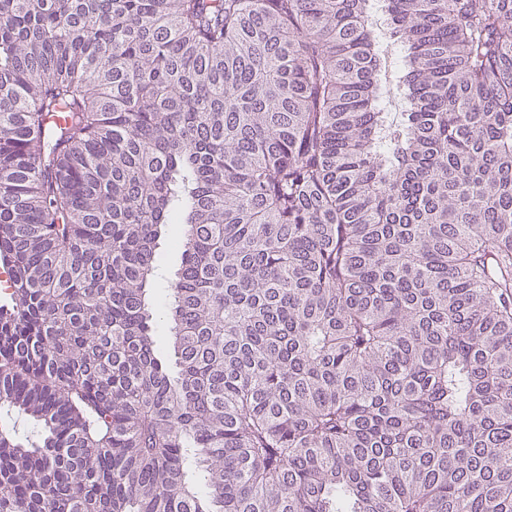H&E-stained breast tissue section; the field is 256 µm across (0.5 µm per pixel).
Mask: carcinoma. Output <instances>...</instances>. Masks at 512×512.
I'll return each instance as SVG.
<instances>
[{"instance_id": "1", "label": "carcinoma", "mask_w": 512, "mask_h": 512, "mask_svg": "<svg viewBox=\"0 0 512 512\" xmlns=\"http://www.w3.org/2000/svg\"><path fill=\"white\" fill-rule=\"evenodd\" d=\"M0 264V512H512V0H0ZM180 264V252L170 246L168 240L160 243L157 249L158 271L149 290V300L157 315L153 324L158 339L159 351L162 355H169V320L167 307L170 301V281Z\"/></svg>"}]
</instances>
